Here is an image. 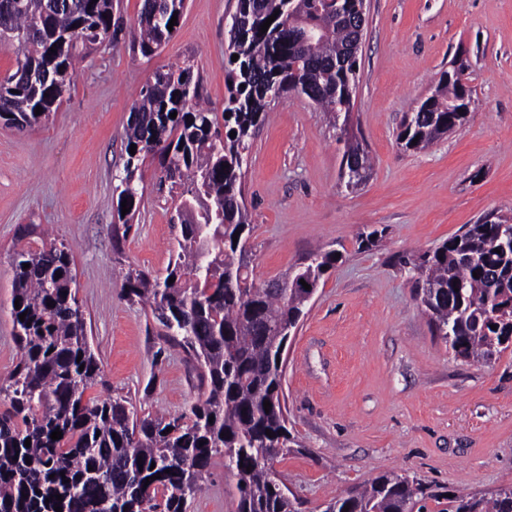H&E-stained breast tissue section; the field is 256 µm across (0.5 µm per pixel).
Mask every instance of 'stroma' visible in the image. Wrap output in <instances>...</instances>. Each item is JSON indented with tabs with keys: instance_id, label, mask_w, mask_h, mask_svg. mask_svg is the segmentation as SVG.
<instances>
[{
	"instance_id": "35a3bbf8",
	"label": "stroma",
	"mask_w": 512,
	"mask_h": 512,
	"mask_svg": "<svg viewBox=\"0 0 512 512\" xmlns=\"http://www.w3.org/2000/svg\"><path fill=\"white\" fill-rule=\"evenodd\" d=\"M237 0H187L178 30L149 58L127 31L141 0H117L110 44L75 62L51 119L0 125V378L21 359L11 257L45 235L73 255L77 298L100 366L92 399L125 397L139 414L188 412L202 369L129 301L128 269L164 276L180 233L146 160L140 211L119 223L115 187L132 105L156 71L193 64L213 112L227 95L226 23ZM346 126L364 144L369 179L346 188L340 134L303 97L276 101L251 141L244 196L257 283L302 257L339 251L283 353L287 427L298 444L274 463L298 512L383 473L437 491L483 494L512 484V347L488 364L457 357L431 333L402 260L494 214L512 219V0H366ZM472 103L464 127L421 151L396 132L458 53ZM380 236L365 246L361 238ZM237 479L214 457L187 512H235Z\"/></svg>"
}]
</instances>
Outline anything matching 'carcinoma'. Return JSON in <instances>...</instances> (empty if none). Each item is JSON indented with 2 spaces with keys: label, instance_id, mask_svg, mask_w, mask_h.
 <instances>
[{
  "label": "carcinoma",
  "instance_id": "1",
  "mask_svg": "<svg viewBox=\"0 0 512 512\" xmlns=\"http://www.w3.org/2000/svg\"><path fill=\"white\" fill-rule=\"evenodd\" d=\"M356 6L357 0H237L242 35L227 46L238 60L229 61L224 124L199 103V80L189 65L156 72L132 107L124 177L116 186L130 211L118 220L126 224L137 211L136 173L148 157L159 160L173 215L187 204L198 208L197 223H180L167 278L131 270L125 280L128 299L149 305L164 336L204 368L208 393L189 412L167 420L140 416L123 399H85L100 367L87 342L70 250L52 242L14 252L12 299L20 308L11 315L22 359L0 382V512H55L57 506L62 512H186L217 455L237 477L236 512H297L274 462L295 443L281 402L280 348L306 301L295 288L258 285L251 277L244 258L250 220L243 165L252 129L286 95L313 99L334 123L349 113L356 59L338 62L336 49L355 40L340 13ZM184 7L185 0H144L132 46L153 55L173 37L169 20ZM276 10L267 32H260ZM113 11L114 0H0V34L11 38L0 49L15 55V70L0 77L4 125L17 129L21 120L28 128L50 119L70 86L76 57L112 41ZM312 26L324 37L299 41L296 34ZM436 91L401 122L403 148L424 150L466 124L468 113L458 112L459 80L442 76ZM354 159L370 169L363 145L347 139L348 185L357 183ZM311 257L292 269L293 277L318 282L337 262L333 250ZM405 266L427 289L423 311L456 356L487 364L512 344L511 220L469 224ZM51 301L55 306H47ZM57 429L62 438L53 440ZM268 429L275 436L266 435ZM157 473L161 478L146 481ZM427 495L415 478L381 474L332 499L324 512H414ZM445 512H512V492H458Z\"/></svg>",
  "mask_w": 512,
  "mask_h": 512
}]
</instances>
